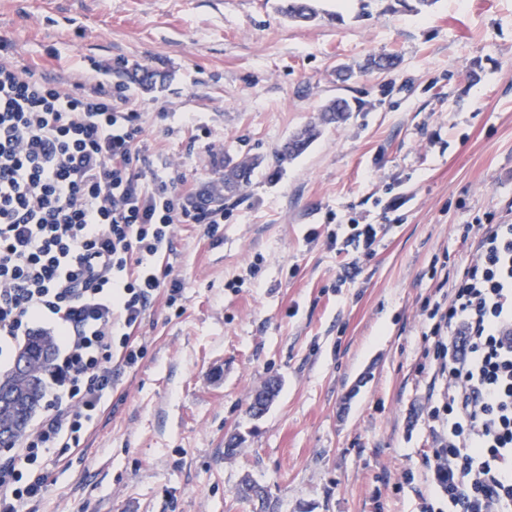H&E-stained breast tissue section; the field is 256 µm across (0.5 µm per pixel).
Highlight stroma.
<instances>
[{
    "mask_svg": "<svg viewBox=\"0 0 512 512\" xmlns=\"http://www.w3.org/2000/svg\"><path fill=\"white\" fill-rule=\"evenodd\" d=\"M280 4L0 0V54L128 85L145 173L199 189L225 158L262 160L217 237L175 225L158 266L184 283L179 309L154 299L143 359L113 362L111 406L55 449L24 512H251L235 495L247 476L268 512H420L430 497L424 418L443 401L422 370L428 313L470 252L466 225L512 222V0H315L309 23ZM382 54L396 66L369 67ZM338 98L347 120L322 123ZM309 124L320 135L276 163ZM352 224L383 235L355 261L327 245Z\"/></svg>",
    "mask_w": 512,
    "mask_h": 512,
    "instance_id": "1",
    "label": "stroma"
}]
</instances>
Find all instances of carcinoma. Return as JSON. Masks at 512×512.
Segmentation results:
<instances>
[{"instance_id": "carcinoma-1", "label": "carcinoma", "mask_w": 512, "mask_h": 512, "mask_svg": "<svg viewBox=\"0 0 512 512\" xmlns=\"http://www.w3.org/2000/svg\"><path fill=\"white\" fill-rule=\"evenodd\" d=\"M281 12L288 18L305 12L310 13L313 20L318 16L313 0H284ZM349 112L348 102L336 99L324 109L322 121L329 124L339 123L347 119ZM318 134V127L315 125L301 129L277 151V160L282 162L299 156ZM260 164L257 157L236 163L224 161V172L217 179L222 188L220 197L231 196L249 183ZM53 347L52 336H30L19 349L13 367L3 374L0 373V400L4 401V405H0V436L13 442L24 436L28 422L42 400V376L51 365ZM236 496L242 502L258 504L261 510L265 508L266 495L263 487L248 476L236 488Z\"/></svg>"}]
</instances>
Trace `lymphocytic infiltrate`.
<instances>
[{
  "label": "lymphocytic infiltrate",
  "mask_w": 512,
  "mask_h": 512,
  "mask_svg": "<svg viewBox=\"0 0 512 512\" xmlns=\"http://www.w3.org/2000/svg\"><path fill=\"white\" fill-rule=\"evenodd\" d=\"M140 115L125 85L61 79L0 57V354L38 332L55 338L43 412L0 457V512H22L48 486L56 448H76L112 398V359L158 293L183 283L153 260L173 227L216 236L223 205L171 178L145 179ZM424 341L446 373L447 415L428 413L426 481L449 512H512V224L478 225L474 246Z\"/></svg>",
  "instance_id": "obj_1"
}]
</instances>
